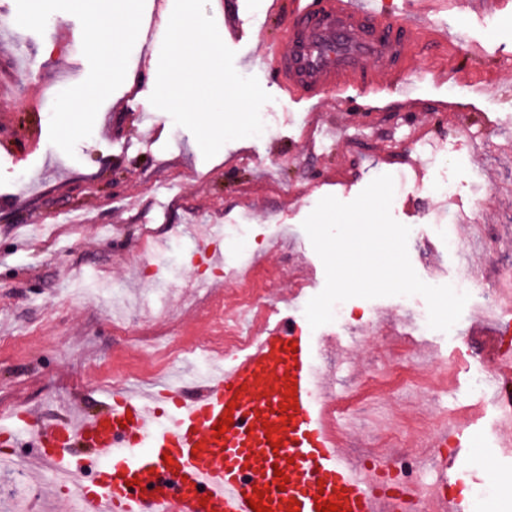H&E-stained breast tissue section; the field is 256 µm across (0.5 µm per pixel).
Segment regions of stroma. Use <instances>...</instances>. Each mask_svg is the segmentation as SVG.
I'll list each match as a JSON object with an SVG mask.
<instances>
[{
	"instance_id": "stroma-1",
	"label": "stroma",
	"mask_w": 512,
	"mask_h": 512,
	"mask_svg": "<svg viewBox=\"0 0 512 512\" xmlns=\"http://www.w3.org/2000/svg\"><path fill=\"white\" fill-rule=\"evenodd\" d=\"M138 7L142 34L123 53L138 85L113 79L83 133L70 138L60 133L61 102L72 87L95 84L101 67L83 45L85 18L69 0H43L40 20L28 23L29 0H11L12 16L0 26V128L12 135L10 150H0V419L24 406L56 415L75 400L94 410L114 391L162 389L174 368L188 381L200 376L202 353L170 358L164 348L208 334L199 312L208 291L198 282L209 270L192 259L207 225L243 227L221 244L224 268L258 258L280 268L278 293L259 304L266 317L303 318L326 281L303 221L323 197L353 201L383 174L394 178L392 217L420 228L407 248L424 282L450 278L458 265L434 236L437 224L451 225L475 255L486 287L512 272V0L442 13L456 48L478 43L485 54L466 86L438 82L439 61L417 59L421 104L412 112H340L329 97L312 107L296 102L264 55L283 18L268 15L267 0H208L218 30L239 31L229 44L236 70L271 96L262 133L227 142L208 160L193 134L149 101L171 11L155 10L154 0ZM23 59L31 66L24 80L16 75ZM439 100L454 111H438ZM444 181L451 193L438 192ZM147 227L166 251L151 253ZM150 253L163 281L142 265ZM77 280L85 289L75 295ZM348 305L353 326L316 330L342 345L322 363L348 397L344 416L356 429L347 450L361 459L392 451L395 428L411 448L431 419L453 414L473 391L472 370L452 377L445 369L460 355L477 362V315L464 310L449 332L383 348L363 315L376 311L383 335L403 333L409 315L396 297ZM97 373L104 382H94ZM495 420L487 411L465 434L464 456L482 461L465 484L492 485L483 512H512V497L500 492L512 467L493 451ZM12 452L11 467L0 469V512H69L53 489L54 468L31 479L32 439L21 435Z\"/></svg>"
}]
</instances>
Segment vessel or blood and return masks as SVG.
<instances>
[{"mask_svg":"<svg viewBox=\"0 0 512 512\" xmlns=\"http://www.w3.org/2000/svg\"><path fill=\"white\" fill-rule=\"evenodd\" d=\"M446 6V0H402L394 13L386 0H271L270 14L287 13L288 25L265 55L297 101L313 104L332 94L338 110L356 112L349 88L369 98L387 79L400 86L398 106L408 110L417 102L409 71L418 54L447 56L438 79L465 84L472 59L483 53L475 44L468 54L447 55L455 33L428 20ZM511 333L512 323H499L482 351L500 396L512 394V353L498 339ZM334 345V337L311 336L284 318L259 328L251 348L193 394L179 386L125 390L77 420L16 414L0 424V445L32 433L39 461L64 474L83 512H252L248 501L255 497L271 512H289L294 504L299 512H318L330 501L339 502L338 512H406L421 497L424 512H470L460 490L461 424L437 427L420 442L440 451L443 479L433 496L412 484L390 496L376 493L373 473L345 452L318 398L326 384L320 356ZM227 416L232 426L216 434ZM77 448L101 465L92 482L78 477Z\"/></svg>","mask_w":512,"mask_h":512,"instance_id":"b4317fda","label":"vessel or blood"}]
</instances>
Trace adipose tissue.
<instances>
[{"label": "adipose tissue", "instance_id": "obj_1", "mask_svg": "<svg viewBox=\"0 0 512 512\" xmlns=\"http://www.w3.org/2000/svg\"><path fill=\"white\" fill-rule=\"evenodd\" d=\"M74 10L88 22L83 35L87 51L106 61L113 74L134 82L123 66V48L136 29V0H72Z\"/></svg>", "mask_w": 512, "mask_h": 512}]
</instances>
